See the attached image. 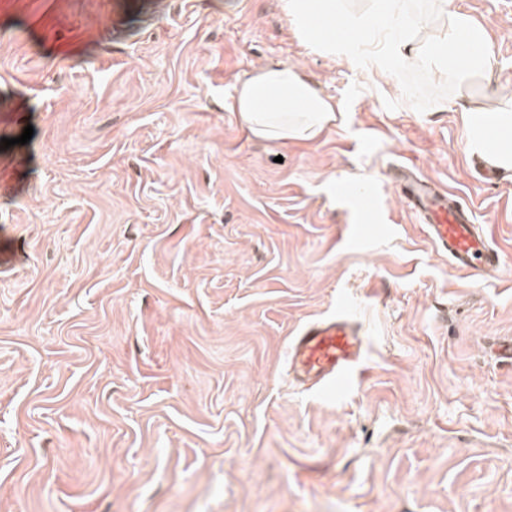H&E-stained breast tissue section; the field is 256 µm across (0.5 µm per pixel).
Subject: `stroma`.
Returning <instances> with one entry per match:
<instances>
[{
	"mask_svg": "<svg viewBox=\"0 0 512 512\" xmlns=\"http://www.w3.org/2000/svg\"><path fill=\"white\" fill-rule=\"evenodd\" d=\"M448 2L490 79L328 54L285 0H0V512H512V171L477 173L460 112L512 109V0ZM277 61L337 117L285 146L232 107ZM408 160L501 273L427 241ZM339 307L365 372L328 399L286 353ZM399 196L421 224L434 248L448 256L453 269L471 276L502 269L503 250L475 221V210L454 190L441 187L401 166L394 178Z\"/></svg>",
	"mask_w": 512,
	"mask_h": 512,
	"instance_id": "obj_1",
	"label": "stroma"
}]
</instances>
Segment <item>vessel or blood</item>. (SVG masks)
<instances>
[{"instance_id": "obj_1", "label": "vessel or blood", "mask_w": 512, "mask_h": 512, "mask_svg": "<svg viewBox=\"0 0 512 512\" xmlns=\"http://www.w3.org/2000/svg\"><path fill=\"white\" fill-rule=\"evenodd\" d=\"M395 182L404 205L453 269L472 276L502 269V249L476 223L474 208L459 193L418 176L410 164L402 165ZM363 351L359 328L336 312L305 322L291 337L288 372L311 390L342 395L360 373Z\"/></svg>"}]
</instances>
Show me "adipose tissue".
<instances>
[{"label": "adipose tissue", "mask_w": 512, "mask_h": 512, "mask_svg": "<svg viewBox=\"0 0 512 512\" xmlns=\"http://www.w3.org/2000/svg\"><path fill=\"white\" fill-rule=\"evenodd\" d=\"M300 34L328 53L343 55L389 71L401 62L433 66L437 75L454 80L488 75L493 51L485 26L469 16L447 11L438 42H412L386 32L366 41L372 15L347 9L343 0H286ZM233 107L255 139L280 145L317 135L336 120L335 107L298 65L272 62L253 68L234 86ZM468 148L493 166L512 169V110L462 108Z\"/></svg>", "instance_id": "obj_1"}]
</instances>
